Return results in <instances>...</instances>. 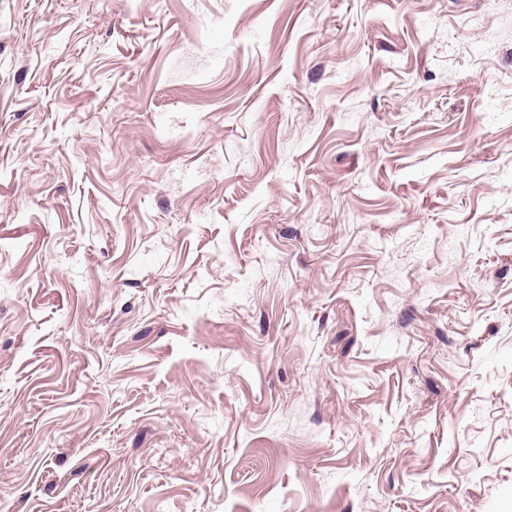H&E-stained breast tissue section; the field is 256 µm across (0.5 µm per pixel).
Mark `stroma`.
<instances>
[{"label": "stroma", "instance_id": "35a3bbf8", "mask_svg": "<svg viewBox=\"0 0 512 512\" xmlns=\"http://www.w3.org/2000/svg\"><path fill=\"white\" fill-rule=\"evenodd\" d=\"M0 512H512V0H0Z\"/></svg>", "mask_w": 512, "mask_h": 512}]
</instances>
